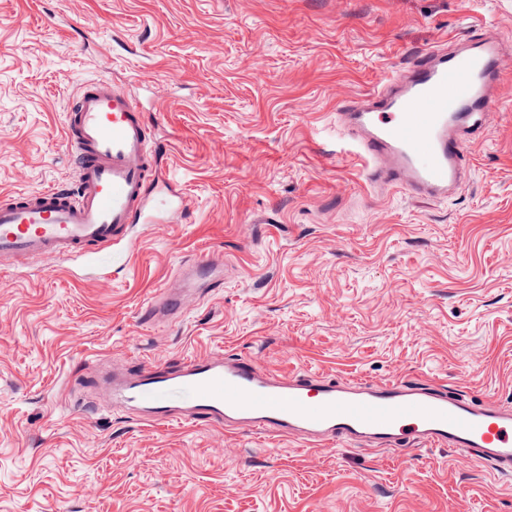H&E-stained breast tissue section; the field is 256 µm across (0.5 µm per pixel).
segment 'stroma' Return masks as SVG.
<instances>
[{"label":"stroma","mask_w":512,"mask_h":512,"mask_svg":"<svg viewBox=\"0 0 512 512\" xmlns=\"http://www.w3.org/2000/svg\"><path fill=\"white\" fill-rule=\"evenodd\" d=\"M512 40V0H0V193L71 185L64 119L109 69L162 143L182 216L131 228L127 269L0 275V512H512L448 448L397 454L91 408L84 363L210 351L335 378H421L512 402V96L471 178L381 194L336 114L469 26ZM224 286L142 316L185 260Z\"/></svg>","instance_id":"35a3bbf8"}]
</instances>
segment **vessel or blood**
<instances>
[{
  "label": "vessel or blood",
  "instance_id": "obj_1",
  "mask_svg": "<svg viewBox=\"0 0 512 512\" xmlns=\"http://www.w3.org/2000/svg\"><path fill=\"white\" fill-rule=\"evenodd\" d=\"M505 53L499 37H460L418 55L339 123L367 157L372 187L433 198L455 193L470 165L469 145L497 118ZM76 162L73 187L0 197V270L78 254L100 269L126 266L114 251L132 224L155 211L184 213L187 199L160 194V156L138 103L100 76L82 86L64 121ZM224 281L217 258L180 264L144 307L146 321L179 320L203 291ZM96 399L154 425L205 423L227 431L272 433L308 450L329 447L456 449L461 459L512 479V406L419 379L382 382L281 375L250 357L211 353L172 367L129 370L107 358Z\"/></svg>",
  "mask_w": 512,
  "mask_h": 512
}]
</instances>
